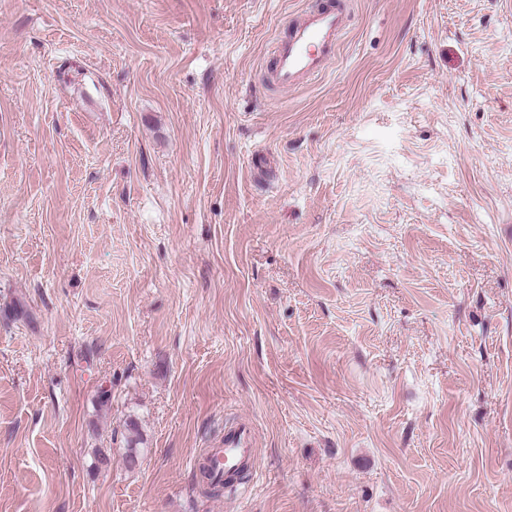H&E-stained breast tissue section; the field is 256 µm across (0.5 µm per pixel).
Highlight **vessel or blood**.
<instances>
[{
  "mask_svg": "<svg viewBox=\"0 0 512 512\" xmlns=\"http://www.w3.org/2000/svg\"><path fill=\"white\" fill-rule=\"evenodd\" d=\"M346 22L344 0H314L282 37L269 70L270 81L278 89L288 90L323 72L335 55ZM213 454L214 475L220 479L239 465L252 462L255 450L250 430H228L223 446L214 449Z\"/></svg>",
  "mask_w": 512,
  "mask_h": 512,
  "instance_id": "b4317fda",
  "label": "vessel or blood"
}]
</instances>
